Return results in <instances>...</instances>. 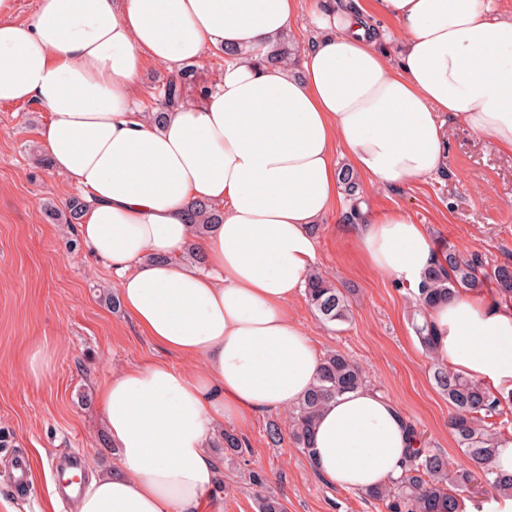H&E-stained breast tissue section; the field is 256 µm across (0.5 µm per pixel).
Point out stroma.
<instances>
[{
  "label": "stroma",
  "instance_id": "1",
  "mask_svg": "<svg viewBox=\"0 0 512 512\" xmlns=\"http://www.w3.org/2000/svg\"><path fill=\"white\" fill-rule=\"evenodd\" d=\"M47 112L32 103L0 104V512H73L49 505L51 487L67 452H78L84 471L117 468L97 391L113 372L155 361L183 366L146 336L109 298L118 289L109 270L86 252L74 225L50 218L79 189L54 170L41 131ZM447 157L433 178L378 188L360 181L343 195L312 233L315 269L332 280L352 305L350 321L324 325L306 296L290 312L319 353L339 351L357 362L370 384L401 408L428 448L465 466L449 426L448 400L433 380L411 325L413 302L392 279L360 263L348 230L354 208L399 209L427 225L436 249L478 254L484 265L512 264V156L466 126H449ZM38 347L52 354L49 375L32 380L26 369ZM282 427L272 442L270 424ZM286 414L256 416L240 434L251 449L247 464L221 471L224 492L217 512H256V470L282 498L286 512H381L359 492L329 484L309 464L290 434ZM28 455L26 488L7 472L9 454Z\"/></svg>",
  "mask_w": 512,
  "mask_h": 512
}]
</instances>
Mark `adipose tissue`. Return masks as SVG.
<instances>
[{
	"label": "adipose tissue",
	"mask_w": 512,
	"mask_h": 512,
	"mask_svg": "<svg viewBox=\"0 0 512 512\" xmlns=\"http://www.w3.org/2000/svg\"><path fill=\"white\" fill-rule=\"evenodd\" d=\"M305 0H38L32 22L0 0V103L49 114L53 167L85 191L80 235L125 310L196 369L116 372L98 400L115 471H97L74 512H215L212 441L225 425L291 409L321 356L288 305L316 258L310 233L341 200L337 150L371 184L438 172L447 121L512 155V14L496 0H365L313 11L300 65L265 63L295 37ZM405 37L380 50L376 18ZM231 51L209 92L154 122L131 104L147 64L175 72ZM221 205L195 236L192 204ZM373 270L418 290L436 250L403 212L353 230ZM203 267L180 262L187 245ZM440 363L512 387V303L477 293L429 308ZM415 441L390 398L364 386L328 403L314 466L362 490L400 476Z\"/></svg>",
	"instance_id": "1"
}]
</instances>
